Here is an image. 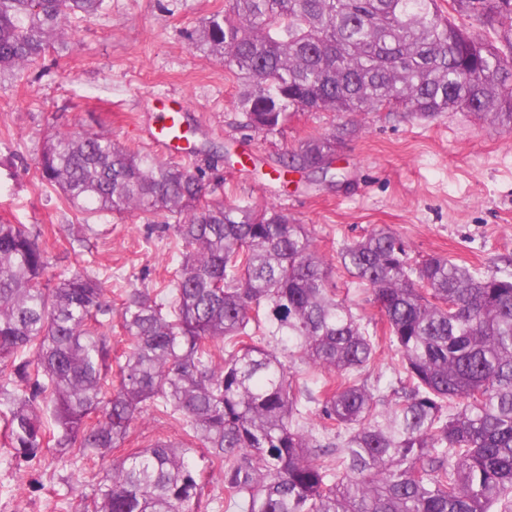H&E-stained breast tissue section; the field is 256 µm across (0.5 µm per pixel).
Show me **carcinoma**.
Listing matches in <instances>:
<instances>
[{
  "label": "carcinoma",
  "mask_w": 512,
  "mask_h": 512,
  "mask_svg": "<svg viewBox=\"0 0 512 512\" xmlns=\"http://www.w3.org/2000/svg\"><path fill=\"white\" fill-rule=\"evenodd\" d=\"M439 2L230 0L188 40L236 74L258 131H278L291 112L402 109L490 113L511 133L512 54ZM451 2L512 34V0ZM104 4L0 0V77L36 65L72 18ZM347 132L307 138L279 172L327 176ZM39 165L86 213L171 214L184 246L170 289L125 294L131 347L114 358L101 281L42 283L39 235L0 223V361L12 366L0 416L12 457L100 460L148 410L182 422V440L113 463L83 512H200L215 472L224 512H512V273L443 255L412 264L398 236L375 230L338 253L373 296L370 330L336 298L304 225L206 199L201 167L69 131L47 139ZM384 345L395 379L370 387Z\"/></svg>",
  "instance_id": "1"
}]
</instances>
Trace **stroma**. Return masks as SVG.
I'll use <instances>...</instances> for the list:
<instances>
[{"instance_id": "obj_1", "label": "stroma", "mask_w": 512, "mask_h": 512, "mask_svg": "<svg viewBox=\"0 0 512 512\" xmlns=\"http://www.w3.org/2000/svg\"><path fill=\"white\" fill-rule=\"evenodd\" d=\"M228 0H107L96 17L68 27L62 46L20 77L0 78V221L39 232L45 277L98 276L113 311L102 316L117 351L129 341L115 312L126 290L168 285L182 243L171 216L146 226L133 213L84 217L38 176L43 146L59 130L104 135L151 152L147 132L162 103L186 102L192 154L207 198L281 209L332 259L331 280L354 312L370 317L371 295L337 263L344 244L376 229L401 238L411 259L444 255L489 275L512 265V134L466 112L421 120L403 110L296 112L266 134L248 128L234 73L193 50L187 34ZM349 128L336 152V182L298 174L278 180L283 154L311 136ZM228 149L216 158L212 146ZM178 441L171 422L144 413L112 459L156 439ZM111 461L71 466L52 454L13 458L0 432V512H78Z\"/></svg>"}]
</instances>
